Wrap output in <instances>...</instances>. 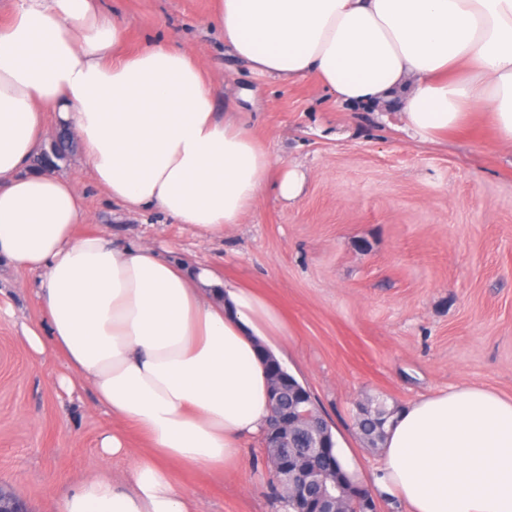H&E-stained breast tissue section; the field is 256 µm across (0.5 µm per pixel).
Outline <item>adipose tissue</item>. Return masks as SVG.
Listing matches in <instances>:
<instances>
[{"instance_id":"ef3b65f1","label":"adipose tissue","mask_w":512,"mask_h":512,"mask_svg":"<svg viewBox=\"0 0 512 512\" xmlns=\"http://www.w3.org/2000/svg\"><path fill=\"white\" fill-rule=\"evenodd\" d=\"M224 43L259 74L315 77L335 102L395 103L424 142L487 113L512 145V0H217ZM127 25L99 0H11L0 24V259L39 273L21 341L119 420L103 460L133 457L54 496L55 512H198L176 469L221 475L270 416L262 351L288 326L258 289L154 247L78 233L80 190L34 168L46 115L78 136L96 185L223 236L264 193L272 158L173 43L120 55ZM147 441L135 453L126 433ZM408 512H512V399L458 385L403 408L374 473Z\"/></svg>"}]
</instances>
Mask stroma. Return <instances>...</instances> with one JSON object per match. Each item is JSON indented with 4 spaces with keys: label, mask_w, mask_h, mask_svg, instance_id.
Segmentation results:
<instances>
[{
    "label": "stroma",
    "mask_w": 512,
    "mask_h": 512,
    "mask_svg": "<svg viewBox=\"0 0 512 512\" xmlns=\"http://www.w3.org/2000/svg\"><path fill=\"white\" fill-rule=\"evenodd\" d=\"M128 27L125 52L176 42L211 77L216 104L236 101L269 149L273 174L305 181L292 200L267 188L242 223L203 240L156 209L122 213L94 183L81 144L57 172L84 195L78 232L139 240L175 260L261 289L288 324L286 362L331 426L362 485L379 456L364 447L354 403L408 405L472 384L512 397V148L481 119L439 141L403 129L394 107L335 104L311 77L283 81L234 58L207 19L216 0H104ZM36 274L0 265V485L29 512H54L65 491L103 468L112 429L90 393L56 384L59 358L33 359L17 338L39 316ZM179 479L200 512H281L264 443L238 469Z\"/></svg>",
    "instance_id": "1"
}]
</instances>
